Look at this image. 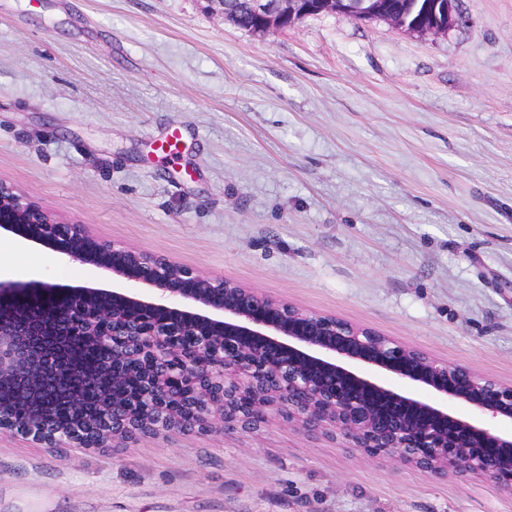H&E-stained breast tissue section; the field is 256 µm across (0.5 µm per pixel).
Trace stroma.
<instances>
[{"mask_svg":"<svg viewBox=\"0 0 512 512\" xmlns=\"http://www.w3.org/2000/svg\"><path fill=\"white\" fill-rule=\"evenodd\" d=\"M420 36L205 0H0V181L60 220L512 384V0ZM183 129L177 160L157 151ZM0 277L111 273L0 234ZM0 512H512L274 419L103 448L0 430Z\"/></svg>","mask_w":512,"mask_h":512,"instance_id":"stroma-1","label":"stroma"}]
</instances>
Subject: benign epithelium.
<instances>
[{
    "label": "benign epithelium",
    "mask_w": 512,
    "mask_h": 512,
    "mask_svg": "<svg viewBox=\"0 0 512 512\" xmlns=\"http://www.w3.org/2000/svg\"><path fill=\"white\" fill-rule=\"evenodd\" d=\"M251 31H282L308 16L345 14L383 20L418 35L448 31L456 0H433L413 23L383 0H250ZM49 248L68 262L107 270L112 290L56 288L0 278V383L24 387L26 371L62 393L75 412L83 396L63 344L95 336L110 347L148 357L155 377L145 404L131 416L107 401L109 431L95 442L133 441L162 432L253 429L281 416L302 430L342 440L371 458H392L437 479L482 478L512 494V385L449 364L368 327L277 301L224 278L199 274L167 258L117 247L67 224L0 182V232ZM63 299L45 311L42 300ZM146 317L163 325L140 327ZM224 339L186 354L170 337ZM177 372L187 395L207 410L191 423L169 413L164 380ZM50 448H84L66 428L32 422L13 430Z\"/></svg>",
    "instance_id": "benign-epithelium-1"
}]
</instances>
